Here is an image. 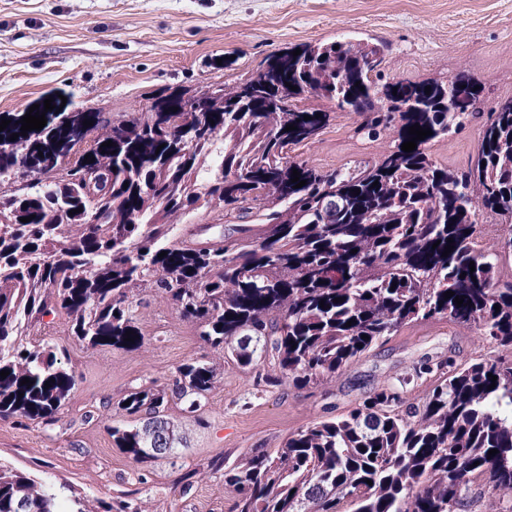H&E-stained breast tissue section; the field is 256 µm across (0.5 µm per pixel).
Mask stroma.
<instances>
[{"label": "stroma", "mask_w": 512, "mask_h": 512, "mask_svg": "<svg viewBox=\"0 0 512 512\" xmlns=\"http://www.w3.org/2000/svg\"><path fill=\"white\" fill-rule=\"evenodd\" d=\"M333 40L382 42L387 77L452 80L467 72L481 87V116L433 140L437 164L467 167L481 142L484 113L512 98V0H0V116L26 111L54 89L73 106L132 118L156 94H195L242 82L274 53ZM325 129L290 156L329 171L379 160L393 129L361 132L357 113L334 104ZM146 349H89L70 334L66 315L29 327L34 343L53 346L75 386L53 418L0 419V462L66 484L70 494L108 501L130 495L143 512H229L235 492L222 474L188 481L219 455L274 451L291 434L347 414L364 398L399 388L417 403L428 390L422 363L464 366L476 358L512 360V347L476 326L419 320L402 326L337 372L305 387L268 386L257 371L220 359L169 300L152 286L131 298ZM211 361L215 389L197 416L171 401L188 447L177 460L132 463L108 426L114 403L132 387L172 383L180 365Z\"/></svg>", "instance_id": "35a3bbf8"}]
</instances>
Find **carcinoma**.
I'll list each match as a JSON object with an SVG mask.
<instances>
[{
	"label": "carcinoma",
	"instance_id": "carcinoma-1",
	"mask_svg": "<svg viewBox=\"0 0 512 512\" xmlns=\"http://www.w3.org/2000/svg\"><path fill=\"white\" fill-rule=\"evenodd\" d=\"M300 50L269 56L215 96L164 90L150 111L106 123L81 112L52 151L44 131L21 134L18 118L0 131V371L9 372L0 378V418H50L74 388L52 351L27 342L25 330L46 317L66 314L87 348L141 349L130 302L141 283L153 284L238 365H270L269 386L333 378L419 319L475 324L512 346V280L496 275L512 260V228L486 253L476 248L472 220L485 212L512 223V99L487 116L474 163L451 170L427 144L462 125L448 96L473 105L479 91L470 75L379 85L372 75L381 74L382 43ZM380 94L401 112L396 143L379 161L322 172L283 153L327 126L328 112L307 101L355 112L360 129L374 133L386 120L373 111ZM85 121L92 125L81 134ZM103 124L109 131L81 149ZM415 124L432 135L405 152ZM108 140L113 146L102 147ZM17 144L45 178L4 183L19 173ZM295 169L306 181L300 188L291 182ZM327 195L339 199L331 213L322 209ZM212 207L233 225L224 246L171 239L170 216ZM450 238L454 249L444 257ZM425 374L433 381L419 404L385 388L339 419L290 435L271 454L217 457L196 474L222 473L236 491L230 512H343L345 504L350 512H458L478 480L490 492L512 493V363L479 359ZM216 376L194 361L178 367L170 386L128 390L117 410L131 422L109 428L115 446L136 464L159 459L154 414L173 399L186 413L200 411ZM162 431L179 457L186 441L165 414ZM0 512L138 510L120 497H74L65 507L54 482L0 464Z\"/></svg>",
	"mask_w": 512,
	"mask_h": 512
}]
</instances>
